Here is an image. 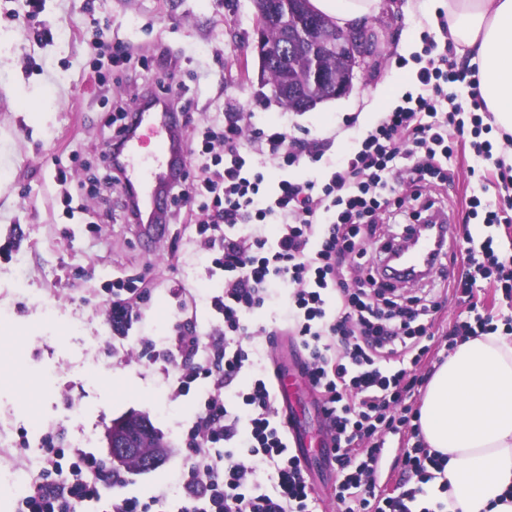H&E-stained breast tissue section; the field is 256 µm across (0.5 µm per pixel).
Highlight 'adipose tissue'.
Listing matches in <instances>:
<instances>
[{
  "label": "adipose tissue",
  "mask_w": 512,
  "mask_h": 512,
  "mask_svg": "<svg viewBox=\"0 0 512 512\" xmlns=\"http://www.w3.org/2000/svg\"><path fill=\"white\" fill-rule=\"evenodd\" d=\"M380 0H310L356 28ZM448 33L478 69L496 125L512 132V0H442ZM424 442L447 456L448 512H512V336L458 340L430 379L420 408Z\"/></svg>",
  "instance_id": "adipose-tissue-1"
}]
</instances>
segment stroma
<instances>
[{
    "instance_id": "obj_1",
    "label": "stroma",
    "mask_w": 512,
    "mask_h": 512,
    "mask_svg": "<svg viewBox=\"0 0 512 512\" xmlns=\"http://www.w3.org/2000/svg\"><path fill=\"white\" fill-rule=\"evenodd\" d=\"M25 0H0V475L16 468L37 472L43 439L58 447L94 434L89 451L109 460L106 433L114 419L146 416L168 445L156 469L132 477L126 494L148 498L180 492L177 467L183 433L198 410L199 388L174 397L168 375L169 336L188 324L200 336L215 325L209 296L211 253L195 225L185 223L187 201L170 205L175 220L164 239L142 237L100 178L120 109H131L147 77H174L198 101L196 125L216 113L253 112L299 137L328 138L339 158L383 112L417 91L421 33L437 44L446 35L434 9L418 0H380L366 22L370 67L356 72L349 93L297 112L257 80V31L251 0H42L26 16ZM94 24L142 50L146 67L98 71L87 43ZM51 36H42L43 27ZM177 56L167 71L152 55L158 45ZM412 55L399 66L402 45ZM472 153L453 160L452 184L440 187L451 223L469 225L475 240L493 235L512 243V224L485 227L468 213L480 194L497 201L494 182L470 171ZM133 279L146 290L139 317L125 332L112 324V280ZM477 310L458 295L441 299L437 324L480 314L502 324L512 301L485 287ZM308 466L322 512H339L329 491L338 481L320 446V418L308 406Z\"/></svg>"
}]
</instances>
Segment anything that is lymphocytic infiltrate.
I'll return each mask as SVG.
<instances>
[{
  "mask_svg": "<svg viewBox=\"0 0 512 512\" xmlns=\"http://www.w3.org/2000/svg\"><path fill=\"white\" fill-rule=\"evenodd\" d=\"M425 54L416 74L419 92L406 94L331 163L328 178L287 171L320 162L329 139L304 141L277 125L255 126L250 112L225 113L219 129L191 146L199 175L178 194L198 201L199 231L224 274L211 298L224 327L204 340L183 326L171 339L175 395H187L198 381L207 385L187 432L181 498L126 496L128 468L104 469L95 455L56 447L49 437L43 465L14 512H79L98 503L103 512H312L313 484L305 460L288 444L276 377L257 367L243 346L257 333L271 345L292 336L303 354L302 376L316 396L341 475L334 497L343 512H447L446 462L420 440L400 457L405 479H416V486L397 497L376 492L386 434L419 429L411 399L424 380L413 368L430 351L423 319L438 308L437 295L430 289L403 301L393 283L339 276L344 266L361 268L367 242L379 240L391 250L415 224L444 215L431 189L452 180L448 162L460 147H470L476 160L493 161L497 183L512 190V165L494 159L491 142L482 137L487 106L476 68H457L450 43L440 49L426 41ZM459 84L468 89L463 102L454 92ZM247 126L249 140L243 137ZM266 153L280 158L285 175L278 181H269L255 163ZM405 180L414 186L418 207L401 230L384 231L378 217L392 205L387 191ZM270 218L276 221L272 234L250 233V226ZM466 260L474 272L457 282L461 296L474 299L478 279L490 277L512 292L511 249L489 236ZM279 291L288 297L284 322L251 331L252 315ZM260 462L272 471L271 489L257 481ZM431 482L434 497L417 507Z\"/></svg>",
  "mask_w": 512,
  "mask_h": 512,
  "instance_id": "1",
  "label": "lymphocytic infiltrate"
}]
</instances>
